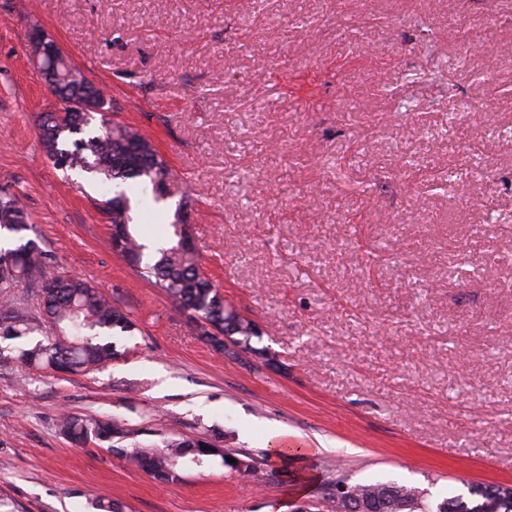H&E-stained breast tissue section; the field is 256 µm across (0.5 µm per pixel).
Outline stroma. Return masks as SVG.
Instances as JSON below:
<instances>
[{
	"instance_id": "1",
	"label": "stroma",
	"mask_w": 512,
	"mask_h": 512,
	"mask_svg": "<svg viewBox=\"0 0 512 512\" xmlns=\"http://www.w3.org/2000/svg\"><path fill=\"white\" fill-rule=\"evenodd\" d=\"M34 28L183 184L250 347L205 344L113 251L106 187L42 151ZM436 67L449 88L398 78ZM1 190L135 329L87 374L0 354V512H295L339 477L512 487V0H0ZM67 412L119 434L75 445ZM275 427L306 454L270 458ZM174 437L219 453L169 484L119 454Z\"/></svg>"
}]
</instances>
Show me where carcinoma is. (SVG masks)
<instances>
[{"mask_svg": "<svg viewBox=\"0 0 512 512\" xmlns=\"http://www.w3.org/2000/svg\"><path fill=\"white\" fill-rule=\"evenodd\" d=\"M84 112H47L37 122L38 139L53 165L66 160L63 171L112 184L117 190L101 201V210L123 242L118 253L140 278L165 293L189 312L197 335L217 352H224V337L240 335L249 344L255 335L253 322L228 308L224 296L204 271L201 256L192 242L189 224L176 208L170 223L172 235L166 245L148 251L135 230L138 214L162 207L181 194L169 167L151 140L135 128L101 118L91 126L95 108L105 105L104 92L91 85ZM28 215L15 195L0 194V235L8 233L12 248H0L9 257L0 262V338L18 340L38 336L29 348H21L14 360L53 371L84 372L112 362L119 355L116 338L132 331L133 322L112 306L99 286L76 274H59L50 254L28 237ZM39 288V314L20 311L15 290L20 284ZM61 430L76 444H112L117 427L104 418L65 414ZM167 452L150 453L140 448H118L129 463L155 479H176L175 468L188 456L214 455L215 448H200L196 441L172 439ZM494 485H472L467 494L431 501L415 488L397 482L348 485L350 512H486V503L496 494Z\"/></svg>", "mask_w": 512, "mask_h": 512, "instance_id": "1", "label": "carcinoma"}]
</instances>
